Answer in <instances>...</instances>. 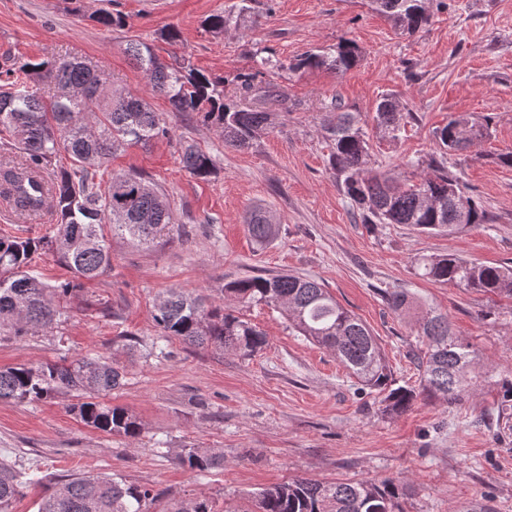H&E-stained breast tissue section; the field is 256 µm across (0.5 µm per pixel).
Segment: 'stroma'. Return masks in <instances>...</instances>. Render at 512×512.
<instances>
[{
    "label": "stroma",
    "instance_id": "35a3bbf8",
    "mask_svg": "<svg viewBox=\"0 0 512 512\" xmlns=\"http://www.w3.org/2000/svg\"><path fill=\"white\" fill-rule=\"evenodd\" d=\"M235 0H0V71L22 60H86L104 70L113 90L143 97L170 129L149 145L117 147L100 168L142 171L167 196L181 234L139 247L111 239L112 269L64 298L54 329L0 340V367L101 353L126 379L109 397L140 418L138 439L97 432L59 395L34 403L0 401V455L35 465L47 483L23 489L12 512H38L50 482L109 475L153 489L150 512L204 495L217 512L245 494L306 476L323 481L394 482L402 512H512V407L502 408L499 379L512 378V299L484 295L419 276L423 256L453 254L512 265V0H434L431 21L414 35L396 31L369 0H252L245 21L214 33L203 21ZM120 11L128 24L107 29L98 10ZM181 41L160 38L164 27ZM354 42L359 63L336 74L293 71L301 55ZM151 44L223 77L225 94L250 69L260 48L282 68L268 82L288 93V110L251 148L226 147L219 129L172 111L130 59V42ZM404 116L398 141L382 140L373 120L383 95ZM361 113L381 172L419 175L418 159L435 152L433 132L451 117L490 118L489 137L453 159L488 223L428 235L402 224H364L353 214L328 165L323 129L332 105ZM208 153L215 174L200 178L181 164L183 145ZM271 210L279 235L269 245L249 236L245 216ZM53 208L39 221L0 203V234L41 238L56 224ZM294 273L323 283L377 337L394 385L419 388L422 346L413 318L391 310L387 292L402 289L424 311L446 314L460 340L479 352L480 379L458 404L417 399L400 414L384 410L386 393L366 388L326 349L292 332L280 312L243 308L268 337L250 357L218 355L179 340L165 357L127 352L119 337L157 334L155 302L180 288L220 300L225 283L258 274ZM220 448L224 466L200 473L177 459L185 448Z\"/></svg>",
    "mask_w": 512,
    "mask_h": 512
}]
</instances>
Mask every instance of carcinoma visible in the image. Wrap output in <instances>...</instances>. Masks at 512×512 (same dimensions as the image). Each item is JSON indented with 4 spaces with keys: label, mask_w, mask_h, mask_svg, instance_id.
I'll list each match as a JSON object with an SVG mask.
<instances>
[{
    "label": "carcinoma",
    "mask_w": 512,
    "mask_h": 512,
    "mask_svg": "<svg viewBox=\"0 0 512 512\" xmlns=\"http://www.w3.org/2000/svg\"><path fill=\"white\" fill-rule=\"evenodd\" d=\"M250 0H239L227 14H214L205 24L221 33L251 11ZM403 34L413 35L428 25L430 0H369ZM110 29L126 25L119 11L93 16ZM128 53L144 71L151 90L164 96L173 111L191 112L224 132V145L245 149L267 133L277 113L259 110L248 100L257 92L288 109V94L276 85L259 90L255 80L282 64L257 50L253 67L236 76L239 94L224 95V78L189 65L168 63L144 42L129 44ZM360 59L358 47L348 41L317 53H307L289 66L293 71L326 69L343 74ZM49 78L58 94L45 99L33 85ZM0 132L10 141L0 148V193L23 218L39 214L51 202L58 217L52 235L39 240L0 235V339L48 330L61 321L60 299L79 293L83 280L104 275L112 268L107 234L138 245H150L172 232L173 214L164 195L148 185L141 173L114 175L106 186L95 182L97 169L120 145L147 144L169 136V130L147 101L106 87L100 70L63 59L24 61L0 80ZM401 110L393 99L382 98L374 121L382 137L398 139ZM490 120L475 122L459 115L434 131L438 152L416 181L402 182L398 172L377 173L371 167L370 144L357 112H336L326 132L330 141L329 165L341 189L364 224H406L425 233L453 234L467 226L488 223L480 201L464 192L450 170L448 157L466 151L474 137L488 134ZM71 167L48 173L60 151ZM183 166L193 175L214 174L212 158L193 145L182 148ZM248 232L258 244L273 240L279 228L270 212L251 214ZM48 249L72 278L55 285L42 282L30 270L32 256ZM422 277L452 283L482 294L512 297V266L485 264L453 254L418 263ZM222 303L192 297L172 288L156 305L158 340L141 343L124 336L123 347L145 348L147 355L164 351L159 341L176 338L185 344L215 352L232 350L250 356L268 344L265 333L237 315L242 303H265L279 310L289 326L315 344L333 352L342 365L364 385H388L385 356L369 328L345 310L323 284L292 273L250 276L224 285ZM396 312L410 308L404 291L387 293ZM419 335L427 351L417 357L421 390L391 388L385 410L407 411L422 395L443 396L448 404L462 400L476 384L477 349L453 337L448 316L428 312L418 319ZM125 377L111 357L96 353L55 363L0 369V400L38 401L73 393L71 412L86 426L108 435L135 439L142 432L139 419L127 410L101 401L122 385ZM181 464L205 472L224 466L219 448H185ZM39 482L35 470L0 461V512H9L24 487ZM149 489L109 476H77L56 484L42 498L38 512H145ZM398 487L380 484L319 481L296 477L252 494L249 504L225 512H398ZM170 512H215L210 498L196 496L175 503Z\"/></svg>",
    "instance_id": "1"
}]
</instances>
